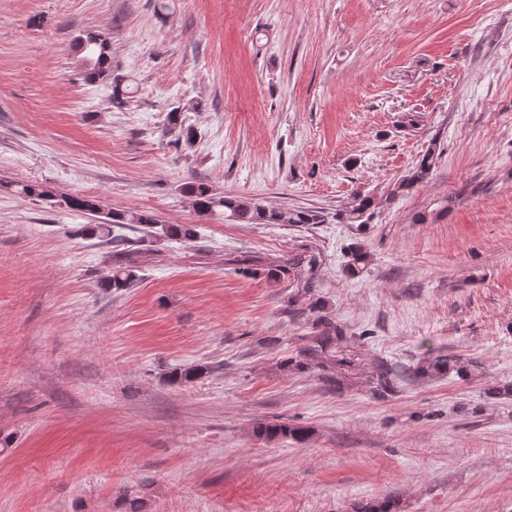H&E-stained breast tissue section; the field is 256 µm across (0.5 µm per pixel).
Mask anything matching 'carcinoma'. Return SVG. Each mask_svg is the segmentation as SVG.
Returning a JSON list of instances; mask_svg holds the SVG:
<instances>
[{
	"label": "carcinoma",
	"mask_w": 512,
	"mask_h": 512,
	"mask_svg": "<svg viewBox=\"0 0 512 512\" xmlns=\"http://www.w3.org/2000/svg\"><path fill=\"white\" fill-rule=\"evenodd\" d=\"M75 53L78 61L89 81L106 76L111 71V44L101 34H88L76 40ZM438 154L436 148L428 149L417 163L408 171V174L397 182L392 194H404L413 191L419 184L425 182L435 166ZM0 190L15 192L51 201L58 206L70 210L85 211L89 213L100 212L97 200L82 195H57L47 187L40 184H15L0 181ZM189 206L200 214H224V219L237 224H322L325 221L324 213L319 210L305 208L297 209H269L251 199L243 196L220 195L205 182H190L182 188ZM374 216V200L369 195L355 194L350 205L336 211L335 218L339 224H355L362 231L371 223ZM138 224L149 228V242L159 243L174 237L191 239L196 235V229L189 224H160L153 215L140 211L116 210L109 211L99 218L95 224H86L81 227V235L87 238H105L112 235V228L127 227ZM143 252L140 249L121 248L115 265L102 281V285L114 291L130 287L140 270ZM367 265V253L364 248L353 243L348 247L347 262L344 272L355 276L364 271ZM300 269L299 276L303 280L301 291L311 292L314 283L320 276L319 255L311 253L307 256L296 255L288 259V272ZM316 333L310 337V343L299 356L290 358L285 366H294L299 370L312 368L326 369L328 366L343 365L345 361L336 359V342L344 338V331L329 317L320 315L314 323ZM478 364L451 354L425 355L420 363L413 369H408V375L425 378L433 374L454 372L462 379L475 372ZM210 367L197 365L193 368L176 371L173 381L178 383L189 382L208 373ZM400 374L389 364H379L373 374V383L382 392L395 389ZM255 433L268 440L276 438H291L304 442L308 438V431L294 427L286 422L261 423L256 426ZM351 512H401L400 499L397 497L382 500L359 501L352 505Z\"/></svg>",
	"instance_id": "1"
}]
</instances>
